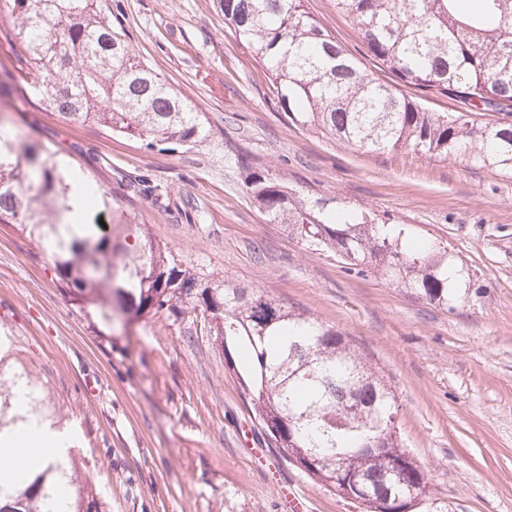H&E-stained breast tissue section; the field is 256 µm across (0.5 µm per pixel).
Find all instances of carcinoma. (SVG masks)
<instances>
[{
	"label": "carcinoma",
	"mask_w": 512,
	"mask_h": 512,
	"mask_svg": "<svg viewBox=\"0 0 512 512\" xmlns=\"http://www.w3.org/2000/svg\"><path fill=\"white\" fill-rule=\"evenodd\" d=\"M384 81L336 40L304 0H221L224 23L253 46L288 117L367 153L410 150L428 160L459 159L512 173V0H336ZM12 24L0 27L12 68L0 95L32 94L68 124L94 125L147 149L194 146L211 136L201 113L165 78L136 58L101 0H0ZM459 98L470 114L429 112L406 97ZM477 112L497 120L477 122ZM244 185L271 224H289L304 243L336 253L350 275L380 273L441 310L455 297L448 250L409 239L411 228L366 211L305 198L237 156ZM112 195L89 182L66 156L0 124V223L14 224L50 249L57 288L91 332L112 340L118 312L134 323L165 314L200 320L222 338L265 434L306 467L315 483L356 502L362 512L404 506L426 495L422 467L396 425L394 391L360 343L309 312L285 307L225 278L199 272L150 240L140 224L99 222ZM0 336V439L53 418L43 385ZM247 360L238 366L233 352ZM35 466L25 478L0 471V512H98L71 454Z\"/></svg>",
	"instance_id": "1"
}]
</instances>
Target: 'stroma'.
I'll use <instances>...</instances> for the list:
<instances>
[{
    "label": "stroma",
    "instance_id": "obj_1",
    "mask_svg": "<svg viewBox=\"0 0 512 512\" xmlns=\"http://www.w3.org/2000/svg\"><path fill=\"white\" fill-rule=\"evenodd\" d=\"M352 54L357 27L336 0H305ZM135 54L202 112L214 135L149 150L68 125L12 100L0 121L75 159L112 195L116 216L215 277L262 291L354 336L399 404L397 423L432 485L416 512H512V175L402 150L352 148L287 118L255 49L224 24L219 0H102ZM298 193L407 224L448 248L471 277L442 311L377 276H348L291 226L268 223L234 162ZM146 178L155 195L133 194ZM49 250L0 224V325L49 390L101 512H356L271 445L210 336L149 316L94 336L56 288Z\"/></svg>",
    "mask_w": 512,
    "mask_h": 512
}]
</instances>
